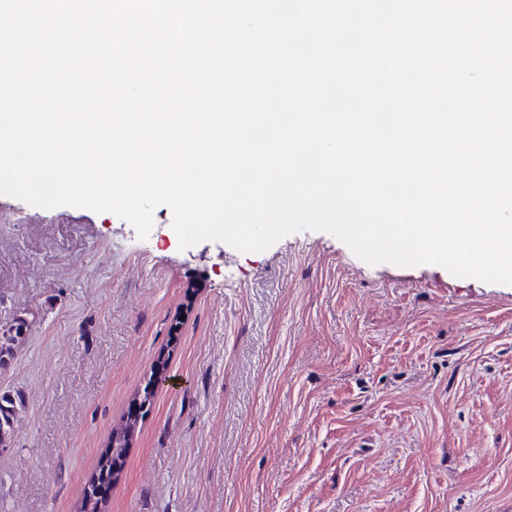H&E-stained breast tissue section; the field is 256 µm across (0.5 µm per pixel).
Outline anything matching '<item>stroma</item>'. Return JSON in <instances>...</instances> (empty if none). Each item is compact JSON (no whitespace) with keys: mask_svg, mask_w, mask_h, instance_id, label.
I'll return each mask as SVG.
<instances>
[{"mask_svg":"<svg viewBox=\"0 0 512 512\" xmlns=\"http://www.w3.org/2000/svg\"><path fill=\"white\" fill-rule=\"evenodd\" d=\"M0 195V512H80L156 374L106 512H512V286L304 230L180 249ZM26 328L27 323L24 320H19L13 328L0 334V369H4L10 364L14 357V349L17 347L15 344L17 336L25 333ZM25 408L24 400L19 396L4 391L0 393V440L10 438L14 419Z\"/></svg>","mask_w":512,"mask_h":512,"instance_id":"35a3bbf8","label":"stroma"}]
</instances>
